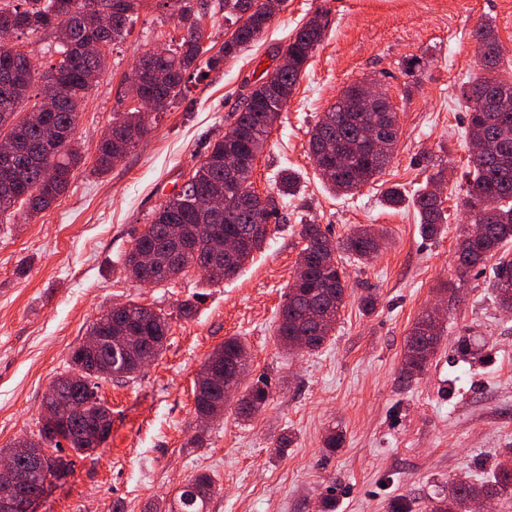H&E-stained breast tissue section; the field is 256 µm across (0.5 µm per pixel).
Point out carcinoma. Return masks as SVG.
Listing matches in <instances>:
<instances>
[{
	"label": "carcinoma",
	"mask_w": 512,
	"mask_h": 512,
	"mask_svg": "<svg viewBox=\"0 0 512 512\" xmlns=\"http://www.w3.org/2000/svg\"><path fill=\"white\" fill-rule=\"evenodd\" d=\"M74 4L70 23L61 29L54 24L55 2ZM171 17L177 20L181 35L170 39L167 54L151 52L140 57L130 74L122 102L127 98L152 96L160 100L154 113L132 107L112 117L111 138L97 146L96 168L106 173L112 168L113 158L120 152L128 153L145 139L157 121V115L169 105L183 99L186 74L205 65L208 70L219 68L222 59L204 58L199 40L201 20L207 13H224L234 20L236 28L224 40V56L235 55L241 47L254 41L270 23L272 13L265 0H167ZM141 0H0V21L13 23L19 34L48 32L54 37V54L59 59L40 73L27 52L14 42L0 41V135H7L23 145V153L6 166H0V214L13 215L17 208H26L25 216L48 208L67 188L72 171L82 162V155L73 145L75 131L83 102L98 82L105 65L86 53V46L102 40L111 46L124 38L134 21ZM112 13L111 27L99 25L98 13ZM325 24L316 15L290 38L282 49L288 55V66L268 84L255 87L246 96L231 131L216 140L194 170L187 185V193L170 197L145 225L125 256L124 268H129L135 251L148 249L157 256L156 268L161 284L183 274L190 267L206 272L205 278L213 284L222 283L237 275L263 249L264 238L251 237L252 211L238 205L243 198H258L251 177L257 157L264 149L273 122L271 114L283 111L288 99L309 64L314 51L323 39ZM482 69L487 75L468 79L461 87V95L468 102L467 131L469 138L484 141L491 147L483 159H469L465 173L464 206L472 214L473 224L484 227L483 235L473 238L464 235L455 252L459 270L476 267L494 256L512 240V86L504 91L509 106L498 112H485L476 104L481 90L500 87L496 76L505 52L494 27L481 23L474 31ZM41 82L40 92L32 93L35 81ZM51 97L56 100L51 112H37L38 100ZM391 127L390 140L385 149L374 151L362 136L367 127ZM397 113L383 94H376L365 103L359 97L358 83L347 85L338 100L323 113L310 131L308 141L311 155L322 157L318 174L333 190L351 192L380 175L390 163L398 140ZM55 172L50 186L43 184L44 171ZM445 181V169L438 168L426 177L411 196L407 197L396 186L383 191L384 202L393 208L410 201L417 211L421 233L432 238L447 223L444 201L435 189ZM297 178L289 170L281 173L276 183L278 194L295 191ZM223 194L224 214L214 218L192 204L193 197ZM261 198V197H259ZM266 221H282L275 197L261 198ZM241 237L247 241L238 256L224 257V264H213V238L216 234ZM305 241L304 267L295 270L294 278L280 309L275 336L281 348L289 353L297 336L309 337L306 350H319L330 337L348 296L344 267L336 261V254H348L360 262L375 256L385 235L371 225L361 226L347 237L334 241L318 224L302 225ZM496 299L501 308L512 310V260L500 258L495 274ZM120 320L133 335L141 337L140 348L153 359L164 349L169 332L168 317L152 307L129 302L125 304ZM441 341L440 323L425 310L417 318L404 342V362L401 378L411 380L423 371L437 354ZM223 353L221 361L225 382L237 393L238 416L247 421L261 414L266 407L268 390L263 383L242 386L236 377L237 367L250 362L247 345L232 336L216 348ZM139 374L133 362L122 351L113 350L106 340L92 361L72 351L68 369L58 375L53 385L64 387L71 376H77L90 387L83 396L85 408L80 414L68 410V403L52 396L43 399L60 415L58 434L46 444L57 449L65 441L81 455L91 451L79 435L100 417L111 413L99 398L101 384L112 381H130ZM218 393L196 387L195 408L200 418L210 411ZM461 504L489 497H512V459L500 463L491 478L473 481L468 478L452 482ZM215 493L212 478L201 473L191 477L173 498L171 512H206Z\"/></svg>",
	"instance_id": "carcinoma-1"
}]
</instances>
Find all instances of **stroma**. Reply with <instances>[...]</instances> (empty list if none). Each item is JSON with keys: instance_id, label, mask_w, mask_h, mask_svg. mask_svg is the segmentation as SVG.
Wrapping results in <instances>:
<instances>
[{"instance_id": "stroma-1", "label": "stroma", "mask_w": 512, "mask_h": 512, "mask_svg": "<svg viewBox=\"0 0 512 512\" xmlns=\"http://www.w3.org/2000/svg\"><path fill=\"white\" fill-rule=\"evenodd\" d=\"M326 29L293 97L258 156L253 186L275 189L282 170L298 177L294 195L277 200L283 222L270 224L262 252L234 278L207 283L198 270L154 286L133 281L124 256L156 209L181 189L210 142L223 136L262 64L276 66L286 45L315 13ZM494 26L507 53L499 69L512 78V0H286L268 27L207 77L186 83L182 101L107 173L97 145L134 62L179 36L165 0H142L124 38L83 105L74 144L83 155L65 192L31 219L0 218V447L36 433L42 401L93 320L128 300L168 313L163 355L136 379L110 382L99 397L112 430L95 450L76 455L49 484L37 512H166L176 488L200 473L216 493L208 512H390L407 499L424 512L455 477H488L512 456V312L496 302V258L467 276L455 250L470 230L461 203L470 157L460 86L479 75L472 32ZM355 81L383 93L397 114L399 139L382 175L349 195L330 191L309 155L319 115ZM447 168L448 222L427 238L412 207H387L383 190L414 192L427 159ZM318 224L335 240L360 225L383 230L370 261L344 259L350 295L328 342L289 354L274 327L304 246L301 229ZM459 288L442 301V283ZM377 296L365 311L362 295ZM195 300L192 317L178 314ZM439 306L440 348L412 381L400 377L404 341L422 311ZM251 353L249 381L270 397L250 422L233 406L202 425L195 411L200 366L224 339ZM469 339L474 359L456 357ZM340 434L329 451L324 440ZM202 444H195L196 434ZM291 443L277 449V439Z\"/></svg>"}]
</instances>
